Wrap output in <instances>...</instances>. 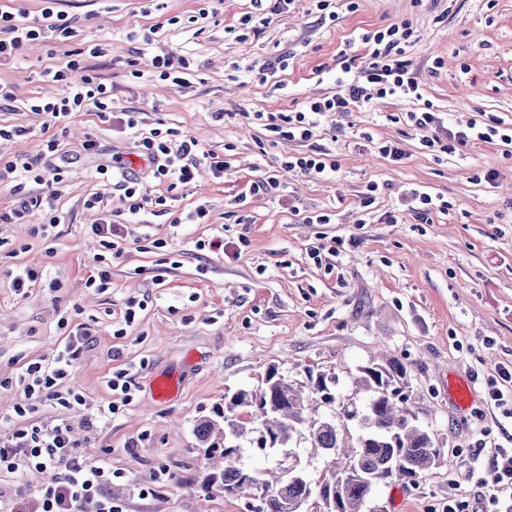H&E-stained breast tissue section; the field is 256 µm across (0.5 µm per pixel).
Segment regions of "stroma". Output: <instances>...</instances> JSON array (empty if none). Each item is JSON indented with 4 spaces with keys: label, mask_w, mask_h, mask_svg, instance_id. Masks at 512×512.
I'll return each instance as SVG.
<instances>
[{
    "label": "stroma",
    "mask_w": 512,
    "mask_h": 512,
    "mask_svg": "<svg viewBox=\"0 0 512 512\" xmlns=\"http://www.w3.org/2000/svg\"><path fill=\"white\" fill-rule=\"evenodd\" d=\"M335 24L321 23L310 0L273 16L258 36L237 41L224 29L250 10L249 0H61L76 37L25 46L17 61L0 68V83L13 86V106L0 108V125L48 126L66 154L59 188L28 183L42 204L22 224L0 223V421L26 396L16 376L27 364L51 359L71 326L87 324L88 345L60 390L77 389L78 410L40 407L34 421L67 420L90 458L108 456L123 479L108 491L126 512H255L258 497L225 495L207 484L197 423L214 418L225 395L256 387L269 367L294 381L307 369L336 374V390L354 397L352 378L378 354L407 369L408 404L441 448L436 464L416 483L404 484L403 512H443L456 501L486 512L493 491L489 464L512 444V420L488 398L501 366H512V145L495 141L459 148L437 159L422 145V132L399 115L415 111L409 98L357 104L322 120L311 140H278L250 122L252 112H292L302 102L334 94L341 50L365 55L353 35L393 23H409L419 36L408 57L418 81L449 127L500 120L512 128V0H328ZM216 6L201 20L200 9ZM159 26L158 46L185 56L191 87L130 74L137 57L132 30ZM92 43L106 49L100 72L112 86L116 112L136 113L139 127L176 129L204 149L226 155L223 179L200 169L192 184L168 188L152 172L141 176L149 197L165 196L158 215L131 216L110 179L94 176L97 163L130 156V133L75 112L48 124L24 108L31 97L58 89L43 78L67 51ZM223 120H215V113ZM374 141L354 145L353 135ZM95 140L99 157L83 156ZM399 142L402 164L380 154L379 142ZM315 147L329 151L336 169L315 176L281 169L286 156ZM494 181H484L486 172ZM275 174L277 190L231 202L257 176ZM383 184L367 222L359 198L368 183ZM444 196L448 212L421 220L404 211L414 186ZM100 194L114 221L126 225V253L112 259L87 232L99 214L85 199ZM206 202L210 221L184 224L180 217ZM312 211L332 216L308 224ZM399 212L397 223L384 215ZM59 216L58 236L48 243L41 226ZM222 236L224 250L197 249V241ZM337 246L322 263L310 247ZM109 259L112 286L86 285L96 257ZM41 274L40 285L17 294L9 277L16 266ZM143 300L132 326L123 321L128 297ZM132 377L130 404L113 415L108 382L117 370ZM473 377L474 399L459 409L448 395L450 375ZM178 379L176 395L155 400L153 381ZM167 470L156 496L140 497Z\"/></svg>",
    "instance_id": "stroma-1"
}]
</instances>
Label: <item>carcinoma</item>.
Segmentation results:
<instances>
[{"label": "carcinoma", "instance_id": "1", "mask_svg": "<svg viewBox=\"0 0 512 512\" xmlns=\"http://www.w3.org/2000/svg\"><path fill=\"white\" fill-rule=\"evenodd\" d=\"M406 374L396 359L362 367L353 385L364 395L363 403L346 401L333 388L329 402L337 405L342 417L329 418L313 414L328 374L311 371L304 386L270 370L256 388L224 396V429H217L209 419L197 424V439L209 444L211 454L224 458V467L210 473L207 484L222 487L228 496L259 493L256 512H286L287 506H304L312 499L334 502L335 512H363L375 487L393 478L413 484L439 457L433 434L399 400L406 389ZM351 423L359 435L347 450L344 431ZM259 430L264 434L261 451L292 448L297 435H304L310 447L328 459L321 481L314 485L289 470L271 484L262 474L241 466L238 459L244 446L238 441L255 445Z\"/></svg>", "mask_w": 512, "mask_h": 512}]
</instances>
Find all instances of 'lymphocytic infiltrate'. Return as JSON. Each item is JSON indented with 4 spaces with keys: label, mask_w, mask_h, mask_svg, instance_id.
Here are the masks:
<instances>
[{
    "label": "lymphocytic infiltrate",
    "mask_w": 512,
    "mask_h": 512,
    "mask_svg": "<svg viewBox=\"0 0 512 512\" xmlns=\"http://www.w3.org/2000/svg\"><path fill=\"white\" fill-rule=\"evenodd\" d=\"M45 6L39 18L20 20L16 13L0 9V66H6L17 58L25 43L37 40L66 41L72 35L71 20L67 13L58 10V0H44ZM360 41L367 48L366 55L340 54L336 72L334 94L304 101L299 110L289 113H254L253 118L269 132L291 141L305 142L312 138L320 119L332 113L350 111L358 103L371 98L386 99L406 96L420 101L417 111L407 113L408 126L423 131L422 143L430 151L448 153L457 147L495 140L512 144V133L491 124L469 123L465 128L448 127L434 103L426 99L425 92L416 80L411 62L405 54L417 37L409 23L392 24L360 34ZM105 54L101 45L88 48L86 57L73 58L64 65L47 69L49 80L63 90L61 96L51 99L33 98L28 102L30 111L43 112L60 118L75 112H94L99 118H108L113 112L112 87L99 73L96 58ZM136 155L152 163L155 175L163 180L189 184L201 164H208L214 178H223L227 161L214 152L202 150L198 140L184 137L172 142L154 129L141 134L136 142ZM66 161L55 138L43 140L39 157L32 162L15 159L8 161L5 170L17 174L19 184L14 187L16 205L9 212L0 214V221L18 222L39 207V198L23 193L26 179L61 182L62 168ZM98 174L111 175L116 188L128 199V211L136 215L151 208L153 202L140 189L132 173V161L121 156L113 157L111 164L98 165ZM86 208L103 211V218L90 225V232L99 238L102 247L111 250L113 258H122L126 233L123 225L107 216V202L97 194L85 200ZM86 326L77 325L66 342L50 362L32 363L18 377L28 395L58 402L67 409L82 406L79 392L60 396L55 386L73 372L89 341ZM32 406L14 408L11 428L0 434V473L16 472L19 466H27L50 480L37 489L39 512H84L91 504L95 512H124L121 503L112 500L106 488L112 480L120 478V471L111 468L107 459H89L80 455L77 444L67 423H59L44 429L30 423L28 416Z\"/></svg>",
    "instance_id": "f902f5d3"
}]
</instances>
